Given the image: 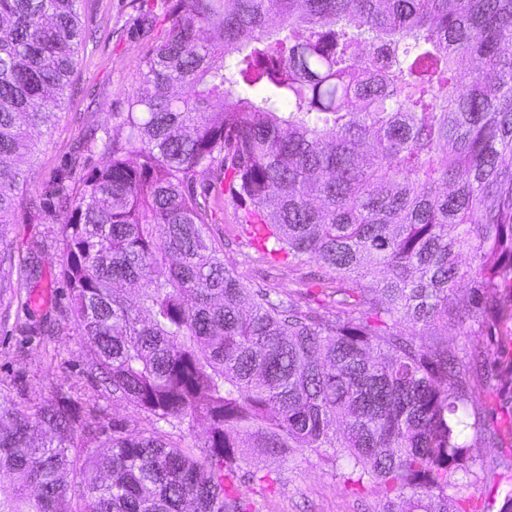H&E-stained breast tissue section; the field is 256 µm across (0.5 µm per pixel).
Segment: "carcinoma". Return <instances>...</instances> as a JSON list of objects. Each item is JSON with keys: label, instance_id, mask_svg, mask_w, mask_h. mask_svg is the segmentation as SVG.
Segmentation results:
<instances>
[{"label": "carcinoma", "instance_id": "cac0c4a2", "mask_svg": "<svg viewBox=\"0 0 512 512\" xmlns=\"http://www.w3.org/2000/svg\"><path fill=\"white\" fill-rule=\"evenodd\" d=\"M168 2L61 227L65 316L150 428L112 421L101 455L89 400L1 399L0 512H246L239 485L266 476L242 464L296 452L379 512H467L498 477L486 396L507 377L484 339L512 290V0ZM0 19L1 163L35 153L85 25L81 0ZM18 184L0 166V237ZM223 203L243 212L221 240ZM234 243L320 275L255 289Z\"/></svg>", "mask_w": 512, "mask_h": 512}]
</instances>
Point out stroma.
<instances>
[{
  "instance_id": "obj_1",
  "label": "stroma",
  "mask_w": 512,
  "mask_h": 512,
  "mask_svg": "<svg viewBox=\"0 0 512 512\" xmlns=\"http://www.w3.org/2000/svg\"><path fill=\"white\" fill-rule=\"evenodd\" d=\"M150 15V29L139 26ZM84 19L89 38L78 54L67 96L49 125L34 157L18 161L26 180L20 187L16 216L0 236V250L33 257L40 276L36 288L43 293L41 316L53 324L46 334L18 314L14 290L22 284L16 271L0 272L9 287L0 293V397L19 409L78 390L91 396L102 409L104 425L123 420L130 430L148 422L124 400L113 397L100 379L87 372L90 352L73 321L64 318L69 298L62 279L59 229L68 223L73 206L59 196V181L77 143L98 129L118 134L117 112L123 111L126 93L139 77L143 57L167 36L171 21L167 0H85ZM224 262L247 281L282 291L291 288L298 273L256 262L244 246L225 249ZM506 400L493 395L495 410L489 424L507 454L487 449L488 467L497 473L512 468V420ZM250 469L267 473L265 483H245L240 494L248 512H377L375 489L353 491L335 469L322 461L296 457L280 463L250 462Z\"/></svg>"
}]
</instances>
